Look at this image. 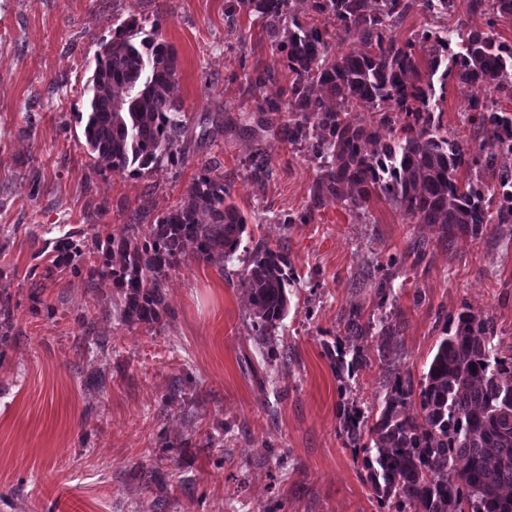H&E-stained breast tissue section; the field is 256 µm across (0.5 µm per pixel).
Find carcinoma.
<instances>
[{
	"mask_svg": "<svg viewBox=\"0 0 512 512\" xmlns=\"http://www.w3.org/2000/svg\"><path fill=\"white\" fill-rule=\"evenodd\" d=\"M321 24L303 23L291 0H227L229 20L242 12L265 21L271 47L286 61L292 80L285 103L262 99L260 112H288L281 133L290 143L311 144L317 177L311 207L288 223H309L332 202L349 210L384 197L414 224H438L448 235L478 237L489 224H512V110L496 97L512 101V45L496 37V27L512 20V0H470L471 10L486 16V30L455 29L457 49L426 30L403 44L392 28L415 0H299ZM342 29L362 49L335 52L328 26ZM141 21L129 18L101 44L89 80L83 134L97 166L141 175L167 161H178L185 121L171 96L177 79L176 51L160 25L138 42L131 33ZM427 48L420 73L415 43ZM463 85H481L487 95L471 103L473 136L448 138L440 117L429 109L434 76ZM336 109H325V101ZM365 102L379 109L378 122L396 136L376 141V132L351 108ZM404 115L395 127L393 113ZM376 141L373 149L366 145ZM508 194L499 199L493 190ZM248 221L231 201L224 178L203 168L174 208L158 216L149 232L135 236L124 228L106 237L104 246L118 260L101 275L112 278L121 297L122 322L160 323L168 313L164 280L190 253L198 259L230 260L238 251ZM58 264L81 273V249L65 239ZM255 342L268 358L280 360L271 341L288 314L286 288L295 282L288 252L258 243L246 268ZM13 330L9 300L0 301V343ZM350 336L373 332L382 340L380 361L388 358L398 331L387 318L361 323L350 312ZM445 337L423 374L419 393L412 382L394 375L384 403L368 423L359 409L343 413L341 428L362 452L366 479L381 505L395 512H512V355L494 344L490 318L463 308L450 317ZM336 376L354 375L370 366L361 351L348 350L345 338L323 341ZM417 404L409 415L406 407Z\"/></svg>",
	"mask_w": 512,
	"mask_h": 512,
	"instance_id": "obj_1",
	"label": "carcinoma"
}]
</instances>
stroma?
I'll return each mask as SVG.
<instances>
[{"label":"stroma","instance_id":"35a3bbf8","mask_svg":"<svg viewBox=\"0 0 512 512\" xmlns=\"http://www.w3.org/2000/svg\"><path fill=\"white\" fill-rule=\"evenodd\" d=\"M225 0H0V298L14 330L0 345V512H380L363 455L341 429L344 410L377 411L390 373L420 384L449 315L491 317L512 354V231L446 236L404 220L378 197L349 211L325 204L306 224L317 168L307 144L279 132L291 75L257 14L224 15ZM161 23L177 53L173 97L186 114L182 160L141 176L101 170L88 154L86 87L101 41L127 18ZM484 29L457 0L451 15L424 5L398 23V43L423 28ZM265 74L260 95L250 78ZM480 86H435L449 136ZM231 189L249 221L232 260L188 256L164 292L154 326L123 323L109 278L57 267L56 244L83 246V265L109 261L97 241L147 233L203 165ZM285 246L296 287L275 332L293 361L277 370L256 345L246 268L257 242ZM398 257L395 298L380 305L377 269ZM384 307L399 327L388 364L375 336L354 338L369 368L340 382L322 348L349 312ZM229 423L224 432L220 423ZM173 450H165V443ZM163 485L145 486L141 470Z\"/></svg>","mask_w":512,"mask_h":512}]
</instances>
